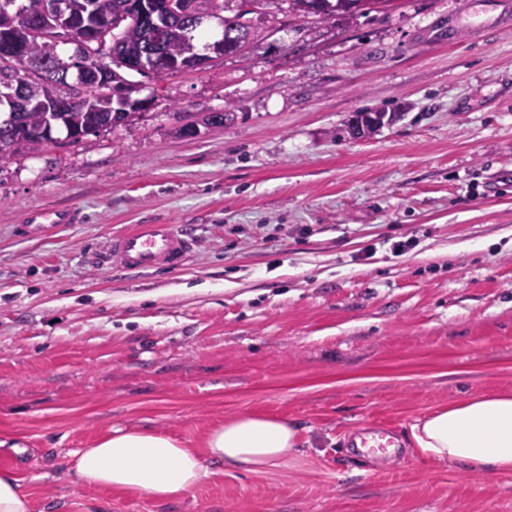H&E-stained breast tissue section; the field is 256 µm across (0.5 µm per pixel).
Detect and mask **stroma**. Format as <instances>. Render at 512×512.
<instances>
[{"mask_svg": "<svg viewBox=\"0 0 512 512\" xmlns=\"http://www.w3.org/2000/svg\"><path fill=\"white\" fill-rule=\"evenodd\" d=\"M163 81L133 124L0 163V469L31 512H512V472L409 449L415 419L512 390V21L491 0H399ZM397 113L350 138L353 113ZM208 112L223 129L179 137ZM74 210L77 224L47 215ZM178 224V270L97 257ZM404 250H396V243ZM245 412L294 422L265 472L212 467L187 497L91 487L75 451L118 427L200 447ZM394 446L364 470L350 440Z\"/></svg>", "mask_w": 512, "mask_h": 512, "instance_id": "stroma-1", "label": "stroma"}]
</instances>
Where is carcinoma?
I'll return each instance as SVG.
<instances>
[{
    "label": "carcinoma",
    "mask_w": 512,
    "mask_h": 512,
    "mask_svg": "<svg viewBox=\"0 0 512 512\" xmlns=\"http://www.w3.org/2000/svg\"><path fill=\"white\" fill-rule=\"evenodd\" d=\"M57 11L53 14L36 15L29 9V3L16 4V0H0V10L12 9V25L21 40L23 53L28 57L47 61L49 73L31 80L25 93L36 106L26 112H7L0 119V162L13 158L17 153L39 152L44 147L57 143L54 134L63 130L65 139L79 143L88 136L116 132L131 124L139 116L137 112L117 109L112 102L99 96L94 85V71L105 67L132 69L125 62L140 60L159 53L156 65L149 66V72L158 81L175 71L183 69L195 50L194 32L199 25L193 20L195 13L212 16L226 9L231 0H156L158 5L153 18H141L132 0H55ZM236 12L222 19L224 38L233 39L248 30L253 40L261 35L251 24L255 15L267 12L271 0H238ZM394 0H288V14L302 24L334 20L338 17L351 19L357 15L372 12L386 13ZM66 17L73 30L66 43L73 45L70 65L74 74L68 80L60 77L54 67L63 63L57 53L59 41L55 40L54 25ZM154 30L158 45L146 38ZM111 41L109 57L100 55L106 41ZM143 73L141 69L132 70ZM17 76L14 69L0 67V108L10 107L8 92ZM95 99L94 110L85 112L75 109L71 112L53 111L52 97Z\"/></svg>",
    "instance_id": "cac0c4a2"
}]
</instances>
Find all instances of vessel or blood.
Listing matches in <instances>:
<instances>
[{"label":"vessel or blood","instance_id":"b4317fda","mask_svg":"<svg viewBox=\"0 0 512 512\" xmlns=\"http://www.w3.org/2000/svg\"><path fill=\"white\" fill-rule=\"evenodd\" d=\"M193 250V240L175 225L143 224L113 236L103 258L111 267L146 271L181 267Z\"/></svg>","mask_w":512,"mask_h":512}]
</instances>
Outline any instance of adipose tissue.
Returning a JSON list of instances; mask_svg holds the SVG:
<instances>
[{
    "label": "adipose tissue",
    "instance_id": "1",
    "mask_svg": "<svg viewBox=\"0 0 512 512\" xmlns=\"http://www.w3.org/2000/svg\"><path fill=\"white\" fill-rule=\"evenodd\" d=\"M421 454L469 473L512 471V392L491 391L439 407L410 427ZM301 446L298 427L279 417L241 413L211 428L202 449L151 427L115 428L74 454V471L88 486L135 490L166 502L192 494L222 465L258 472L277 466Z\"/></svg>",
    "mask_w": 512,
    "mask_h": 512
}]
</instances>
